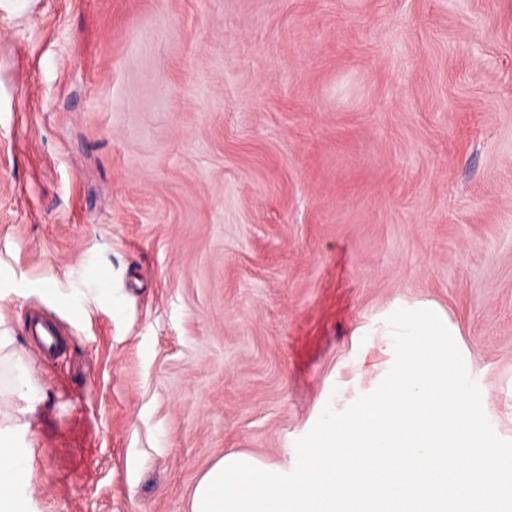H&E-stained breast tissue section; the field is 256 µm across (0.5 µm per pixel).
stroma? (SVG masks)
Instances as JSON below:
<instances>
[{
  "label": "stroma",
  "mask_w": 512,
  "mask_h": 512,
  "mask_svg": "<svg viewBox=\"0 0 512 512\" xmlns=\"http://www.w3.org/2000/svg\"><path fill=\"white\" fill-rule=\"evenodd\" d=\"M425 304L512 440V0H0L22 512H189L224 454L286 462ZM26 333L36 345L45 351H50L56 344L54 337L57 336L56 332L50 324L42 318H32L26 328ZM9 392L11 396L25 404L23 409L25 412L32 411L38 400L37 391L31 383L30 375L24 368L14 376Z\"/></svg>",
  "instance_id": "obj_1"
}]
</instances>
